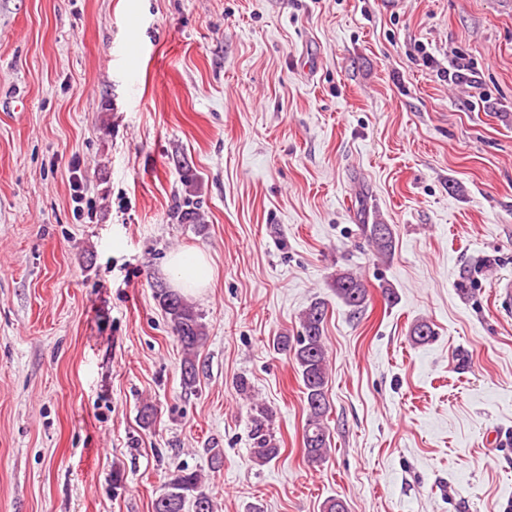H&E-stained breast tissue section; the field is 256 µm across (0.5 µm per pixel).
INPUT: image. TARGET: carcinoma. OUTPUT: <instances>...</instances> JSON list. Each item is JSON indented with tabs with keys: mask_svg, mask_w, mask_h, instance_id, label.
<instances>
[{
	"mask_svg": "<svg viewBox=\"0 0 512 512\" xmlns=\"http://www.w3.org/2000/svg\"><path fill=\"white\" fill-rule=\"evenodd\" d=\"M369 239L381 257L392 253L394 237L387 224H367ZM332 290L352 312L364 308L367 303V289L362 281L350 272L336 274ZM156 299L169 319L173 331L182 345L184 358L181 365L183 386L192 388L199 375L196 362L197 350L206 339L204 325L192 304L180 294L164 287L156 289ZM327 306L315 301L300 316V334L292 339L281 336L277 339L278 350L292 355L298 366L307 402L308 418L304 428L303 444L307 458L313 463L325 460L330 450V434L324 425V417L330 409L326 397L328 385V350L324 336V322ZM251 440L252 453L261 462H269L279 456L280 449L273 443L270 431V411L262 405L254 406ZM214 512L212 499L201 490L199 474L186 468L174 471L166 483V491L152 504V512Z\"/></svg>",
	"mask_w": 512,
	"mask_h": 512,
	"instance_id": "obj_1",
	"label": "carcinoma"
}]
</instances>
